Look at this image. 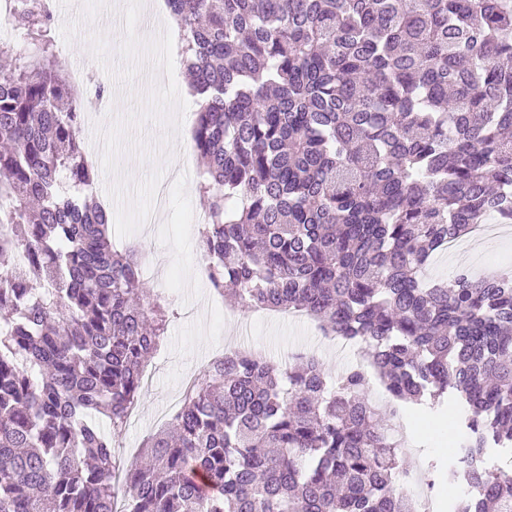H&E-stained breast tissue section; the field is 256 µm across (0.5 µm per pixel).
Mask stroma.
<instances>
[{
  "instance_id": "1",
  "label": "stroma",
  "mask_w": 512,
  "mask_h": 512,
  "mask_svg": "<svg viewBox=\"0 0 512 512\" xmlns=\"http://www.w3.org/2000/svg\"><path fill=\"white\" fill-rule=\"evenodd\" d=\"M59 2L43 0L53 19L55 54L63 64L81 67L80 110L99 115L101 129L109 134L108 143L98 146L83 138L82 147L94 161L95 182L111 187L112 241L119 247L150 249L162 270L149 285L166 308L165 341L149 363L153 381L143 391L139 420L126 423L112 437L116 456L128 466L139 463L143 441L163 428L159 416L180 393L184 378L204 377L210 354L225 344L253 348L283 367L296 355L313 354L333 373L354 363L355 357L333 348L308 319L261 325L251 313L227 304L221 325L204 323L200 310L210 290L200 272L198 227L188 220L200 205L195 188L199 163L191 161L176 172L163 163L172 132V98L189 80L181 59L165 30L153 24L148 0H120L117 9L100 14L94 0H74L65 12ZM114 27L122 29L121 39L103 37V30ZM162 189L167 192L162 216L148 238H140L135 220L153 208ZM511 267L512 237L499 236L483 240L480 250L462 257L435 255L426 278H446L462 269L490 278L496 270ZM437 434V428L417 424L400 450L408 472L425 470L436 453Z\"/></svg>"
}]
</instances>
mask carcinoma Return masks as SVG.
I'll list each match as a JSON object with an SVG mask.
<instances>
[{"instance_id":"obj_1","label":"carcinoma","mask_w":512,"mask_h":512,"mask_svg":"<svg viewBox=\"0 0 512 512\" xmlns=\"http://www.w3.org/2000/svg\"><path fill=\"white\" fill-rule=\"evenodd\" d=\"M166 2L199 96L213 290L363 344L399 410L448 415L465 466L428 462L466 488L448 512H512V275L420 277L486 216L512 224V0ZM12 15L37 50L0 51V512H114L112 435L165 309L88 199L49 12ZM367 385L233 351L149 439L123 512H415L398 413Z\"/></svg>"}]
</instances>
